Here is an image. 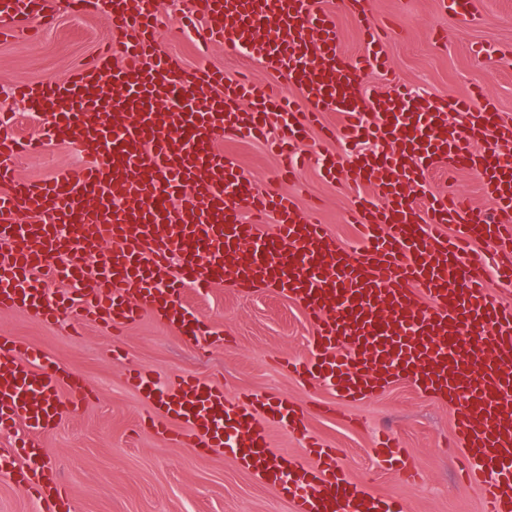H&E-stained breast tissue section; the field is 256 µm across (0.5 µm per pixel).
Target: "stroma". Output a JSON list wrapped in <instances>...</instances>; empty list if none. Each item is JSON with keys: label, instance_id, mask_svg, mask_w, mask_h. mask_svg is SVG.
I'll return each mask as SVG.
<instances>
[{"label": "stroma", "instance_id": "35a3bbf8", "mask_svg": "<svg viewBox=\"0 0 512 512\" xmlns=\"http://www.w3.org/2000/svg\"><path fill=\"white\" fill-rule=\"evenodd\" d=\"M473 2L475 18L465 23L442 0H374L376 13L400 28L386 46L393 75L424 97L461 95L480 84L512 114V0ZM433 31L442 32L441 42L430 40ZM107 42L119 45L120 37L94 13H61L38 38L20 34L0 41V113L13 114L18 133L44 141L40 152L16 161L19 174L48 179L85 160L77 145L46 137L42 118L14 97L13 87L63 78L92 61ZM475 43L495 49V60L474 56ZM162 48L186 63L223 69L230 78L247 72L280 89L288 87L287 75L221 45L203 48L193 32ZM215 145L256 182L287 193L302 208L320 202L321 222L336 243L349 251L357 247V229L347 215L354 189L344 178L326 181L313 164L297 182L285 183L264 142L223 134ZM183 303L211 326L215 342L207 355H198L189 339L147 311L119 336L96 323L75 333L64 318L46 323L27 311L0 312L1 331L47 353L88 384L89 402L64 412L39 437L43 460L59 469L74 512H293L289 499L243 469L228 448L200 455L153 433L135 432L150 405L128 384L126 372L141 366L164 385L190 372L236 399L257 392L302 407L308 429L338 449L337 464L352 478L371 476L370 490L403 498L407 512H482L481 489L457 480L460 450L452 439L457 403L401 381L362 402L344 403L329 387L302 382L289 372L287 361L310 357L313 324L275 289L243 296L227 282L204 294L187 290ZM323 404L335 405V416L320 413ZM381 430L407 448L410 461L425 474L422 484L403 485L377 460L374 439Z\"/></svg>", "mask_w": 512, "mask_h": 512}]
</instances>
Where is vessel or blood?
<instances>
[{
  "instance_id": "1",
  "label": "vessel or blood",
  "mask_w": 512,
  "mask_h": 512,
  "mask_svg": "<svg viewBox=\"0 0 512 512\" xmlns=\"http://www.w3.org/2000/svg\"><path fill=\"white\" fill-rule=\"evenodd\" d=\"M64 11L96 8L120 33L111 49L64 80L17 85L30 111H50L52 135L77 144L82 168L46 180L20 177L14 158L34 149L0 119V311L23 309L43 320L66 313L123 333L154 312L193 340L210 345L207 320L183 304L231 280L242 293L277 289L314 325L308 360L290 363L301 380L323 382L359 402L390 382L462 400L453 436L464 479L485 491V512H512V115L474 89L466 97L426 100L411 90H364L370 71H387L383 50L396 24L376 18L366 0H347L360 24L362 53L340 52V33L316 0H190L188 15L208 40L246 50L285 72L295 98L248 76L189 66L159 50V0H63ZM55 18L52 0H0V39ZM340 115L328 138L358 144L346 167L320 155L321 172L344 170L362 191L349 217L361 246H335L315 209L255 184L214 146L217 133L264 137L283 118L282 177L295 178L297 147L322 113ZM468 114L465 130L449 123ZM370 149H363V142ZM492 142L480 150L481 142ZM466 171L491 202L476 211L453 195L428 196L430 170ZM273 231H265V224ZM457 233H449L450 225ZM493 244L492 254L477 250ZM91 257L94 268L83 260ZM52 283L70 295L49 301ZM129 381L151 406L142 429L207 454L229 446L293 504V512H405L331 465L332 449L307 432L303 411L263 394L230 403L223 389L185 373L160 386L152 371ZM87 399L84 378L47 355L0 334V434L24 426L23 452L0 454V474L30 494L39 512H73L59 472L42 464L37 444L63 408ZM305 435L310 462L274 455L268 424ZM379 453L400 480L423 473L397 458L391 438Z\"/></svg>"
}]
</instances>
